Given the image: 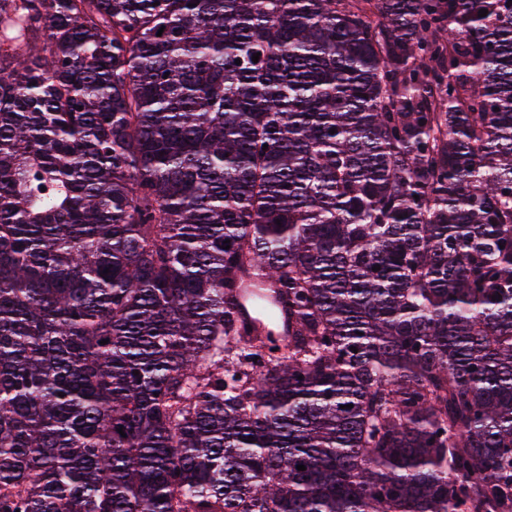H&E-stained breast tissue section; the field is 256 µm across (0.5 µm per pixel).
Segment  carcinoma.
I'll list each match as a JSON object with an SVG mask.
<instances>
[{"mask_svg":"<svg viewBox=\"0 0 512 512\" xmlns=\"http://www.w3.org/2000/svg\"><path fill=\"white\" fill-rule=\"evenodd\" d=\"M0 512H512L509 0H0Z\"/></svg>","mask_w":512,"mask_h":512,"instance_id":"carcinoma-1","label":"carcinoma"}]
</instances>
